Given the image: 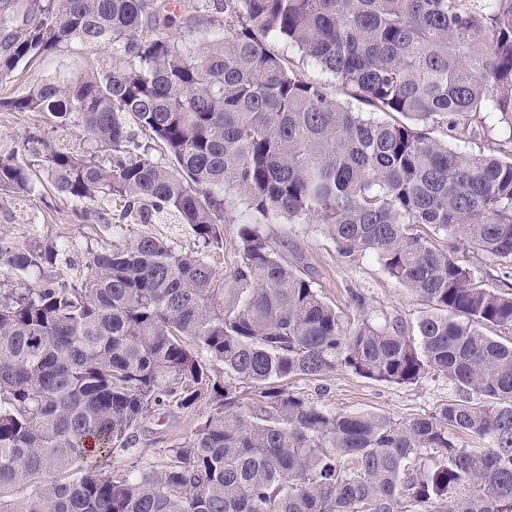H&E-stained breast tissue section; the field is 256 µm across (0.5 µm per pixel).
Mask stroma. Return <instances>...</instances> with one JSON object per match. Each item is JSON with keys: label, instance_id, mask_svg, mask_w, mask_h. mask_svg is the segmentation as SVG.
<instances>
[{"label": "stroma", "instance_id": "obj_1", "mask_svg": "<svg viewBox=\"0 0 512 512\" xmlns=\"http://www.w3.org/2000/svg\"><path fill=\"white\" fill-rule=\"evenodd\" d=\"M117 64L118 58L109 48L74 43L31 66L19 67L9 80L0 83V97L17 95L44 80L98 76ZM47 124L38 112L1 109L0 154L19 151L27 131ZM235 216V223L224 227L223 247L210 253V261L218 271L217 285L227 292L233 288L230 274L241 245L240 230L250 220L241 208ZM116 220V205L108 197L77 204L49 189L40 198L0 191V241L32 247L61 246L59 279L70 286L80 285L94 254L127 245L144 232L164 239L181 252L196 247L187 225L132 224L120 229ZM265 230L286 242L289 259L303 268L322 294L350 319L365 317L378 324L400 319L411 324L425 308L420 297L393 279L374 255L340 257L335 243L317 224L273 223L266 225ZM458 255L487 287L512 290V265L501 264L467 245L460 246ZM288 388L332 411L371 412L400 422L435 413L457 398V391L447 377L434 373L417 383L398 386L339 370L319 377L291 379ZM208 410L204 402L189 411L173 407L155 409L137 426L133 452L113 455L111 470L128 473L161 464L168 448L192 438Z\"/></svg>", "mask_w": 512, "mask_h": 512}]
</instances>
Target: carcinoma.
Instances as JSON below:
<instances>
[{"label": "carcinoma", "mask_w": 512, "mask_h": 512, "mask_svg": "<svg viewBox=\"0 0 512 512\" xmlns=\"http://www.w3.org/2000/svg\"><path fill=\"white\" fill-rule=\"evenodd\" d=\"M166 12L38 0L0 28V82L73 42L122 61L0 99L93 146L30 131L21 154L0 155V190L34 196L44 173L72 202L112 197L126 224L173 215L213 248L242 206L254 222L232 300L204 257L148 233L94 254L79 288L0 290V512H512V338L488 335L512 334V292L457 256L466 244L512 263V149L466 148L496 130L512 146V0H201L178 35L160 27ZM309 63L346 99L306 77ZM439 125L448 140L431 136ZM272 219L375 255L426 310L411 326L351 322L260 230ZM59 254L0 245V267ZM338 369L397 385L442 374L461 398L397 423L288 389ZM203 399L210 411L163 465L85 466L131 451L153 407ZM427 448L434 464L407 473Z\"/></svg>", "instance_id": "obj_1"}]
</instances>
